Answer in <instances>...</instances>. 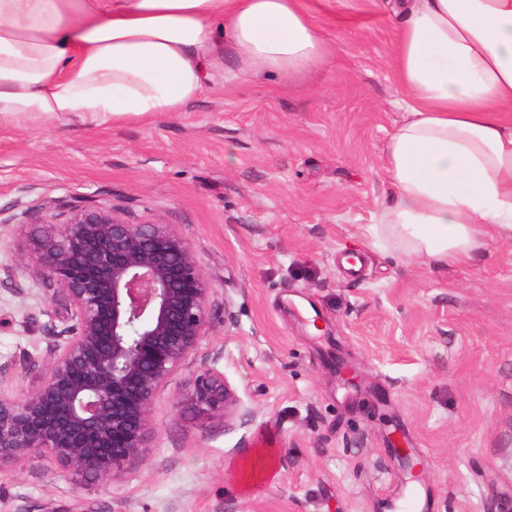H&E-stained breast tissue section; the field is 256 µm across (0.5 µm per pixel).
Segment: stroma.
Here are the masks:
<instances>
[{
	"label": "stroma",
	"instance_id": "stroma-1",
	"mask_svg": "<svg viewBox=\"0 0 512 512\" xmlns=\"http://www.w3.org/2000/svg\"><path fill=\"white\" fill-rule=\"evenodd\" d=\"M310 4L334 50L312 78L218 73L174 115L0 124L1 390L31 389L68 326L18 265L30 213L62 222L82 202L173 225L215 288L146 457L110 484L39 458L0 466V512H395L413 489L429 512H512V241L448 268L373 245L402 118L396 19L381 0ZM204 366L247 421L177 406Z\"/></svg>",
	"mask_w": 512,
	"mask_h": 512
}]
</instances>
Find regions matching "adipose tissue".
Wrapping results in <instances>:
<instances>
[{
  "label": "adipose tissue",
  "instance_id": "obj_1",
  "mask_svg": "<svg viewBox=\"0 0 512 512\" xmlns=\"http://www.w3.org/2000/svg\"><path fill=\"white\" fill-rule=\"evenodd\" d=\"M390 9L404 116L375 235L408 260L464 266L512 241V0ZM331 56L306 0H0V118L170 115L216 71L294 76Z\"/></svg>",
  "mask_w": 512,
  "mask_h": 512
}]
</instances>
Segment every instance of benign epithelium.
I'll use <instances>...</instances> for the list:
<instances>
[{
    "mask_svg": "<svg viewBox=\"0 0 512 512\" xmlns=\"http://www.w3.org/2000/svg\"><path fill=\"white\" fill-rule=\"evenodd\" d=\"M19 258L34 281L54 286L71 322L39 383L0 389V465L49 458L63 470L118 479L147 452L160 392L209 330L215 292L188 242L170 224H130L105 205L75 204L66 222L45 211ZM200 418L229 417L238 400L212 367L177 397ZM411 479L419 462L396 449Z\"/></svg>",
    "mask_w": 512,
    "mask_h": 512,
    "instance_id": "7a95c632",
    "label": "benign epithelium"
}]
</instances>
